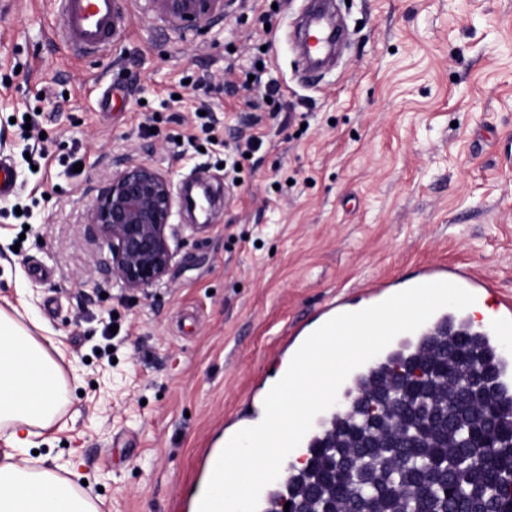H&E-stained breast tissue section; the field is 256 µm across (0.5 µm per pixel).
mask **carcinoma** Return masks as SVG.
<instances>
[{
  "mask_svg": "<svg viewBox=\"0 0 512 512\" xmlns=\"http://www.w3.org/2000/svg\"><path fill=\"white\" fill-rule=\"evenodd\" d=\"M501 355L473 325H437L388 352L349 395L379 401L383 423L364 440L344 412L306 449L309 465L288 474L292 502L328 512H512V395ZM376 488L367 498L349 475Z\"/></svg>",
  "mask_w": 512,
  "mask_h": 512,
  "instance_id": "1",
  "label": "carcinoma"
}]
</instances>
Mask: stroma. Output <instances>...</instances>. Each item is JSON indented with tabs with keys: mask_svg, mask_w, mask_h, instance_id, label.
<instances>
[{
	"mask_svg": "<svg viewBox=\"0 0 512 512\" xmlns=\"http://www.w3.org/2000/svg\"><path fill=\"white\" fill-rule=\"evenodd\" d=\"M332 2L350 40L311 74L291 37L306 0L193 24L122 0L119 39L86 57L54 0H0V308L60 349L69 403L38 451L99 512H189L225 424L260 419L289 331L362 284L456 265L512 295V0ZM263 86L281 93L258 112ZM129 155L221 197L205 226L175 212L167 283L136 296L84 222Z\"/></svg>",
	"mask_w": 512,
	"mask_h": 512,
	"instance_id": "obj_1",
	"label": "stroma"
}]
</instances>
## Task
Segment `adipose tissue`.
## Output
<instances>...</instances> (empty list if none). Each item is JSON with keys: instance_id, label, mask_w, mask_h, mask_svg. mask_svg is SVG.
Instances as JSON below:
<instances>
[{"instance_id": "1", "label": "adipose tissue", "mask_w": 512, "mask_h": 512, "mask_svg": "<svg viewBox=\"0 0 512 512\" xmlns=\"http://www.w3.org/2000/svg\"><path fill=\"white\" fill-rule=\"evenodd\" d=\"M68 401L61 366L29 328L0 310V512H98L94 502L60 475L57 463L31 465Z\"/></svg>"}]
</instances>
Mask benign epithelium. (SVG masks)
<instances>
[{"instance_id": "benign-epithelium-1", "label": "benign epithelium", "mask_w": 512, "mask_h": 512, "mask_svg": "<svg viewBox=\"0 0 512 512\" xmlns=\"http://www.w3.org/2000/svg\"><path fill=\"white\" fill-rule=\"evenodd\" d=\"M154 8L175 20L197 22L224 9V0H151ZM85 212L92 238L108 250L105 273L130 293H148L166 283L177 249L171 224L175 197L170 179L146 160L129 158L103 186L90 189ZM181 205L210 217L211 197L203 187L197 197L184 194ZM354 424L377 421L373 404L351 405Z\"/></svg>"}]
</instances>
